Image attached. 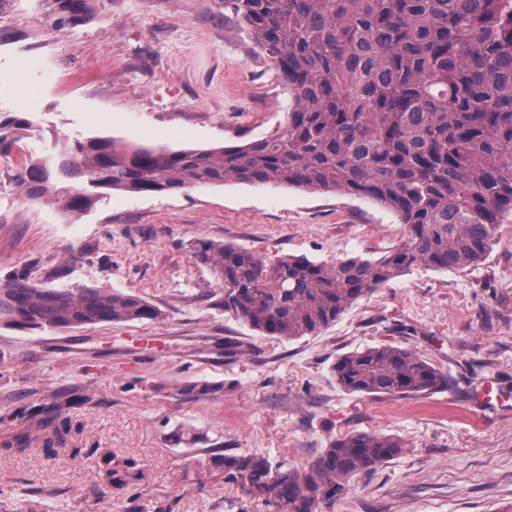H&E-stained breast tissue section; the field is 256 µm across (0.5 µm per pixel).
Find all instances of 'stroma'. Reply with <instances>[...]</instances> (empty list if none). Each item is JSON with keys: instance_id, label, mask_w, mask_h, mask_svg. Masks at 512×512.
I'll use <instances>...</instances> for the list:
<instances>
[{"instance_id": "35a3bbf8", "label": "stroma", "mask_w": 512, "mask_h": 512, "mask_svg": "<svg viewBox=\"0 0 512 512\" xmlns=\"http://www.w3.org/2000/svg\"><path fill=\"white\" fill-rule=\"evenodd\" d=\"M55 0H0V117L25 113L38 154L69 136L175 149L247 143L284 123L290 98L222 0H94L59 25ZM36 56L33 70L18 63ZM0 155V283L102 288L160 307L153 321L65 330L0 326V512H268L225 485L211 458L258 453L300 466L350 433L404 451L354 475L318 512H512V221L479 264L417 267L369 292L318 335H260L217 305L202 239L268 262L376 259L398 246L396 214L346 193L236 181L163 194L112 192L81 218L26 201ZM409 350L446 378L429 394L351 393L336 358ZM498 402L477 403L485 379ZM207 383L210 393H189ZM70 398L68 445L5 449L34 411ZM135 459L141 485L115 494L96 449Z\"/></svg>"}]
</instances>
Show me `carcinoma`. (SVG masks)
<instances>
[{
    "mask_svg": "<svg viewBox=\"0 0 512 512\" xmlns=\"http://www.w3.org/2000/svg\"><path fill=\"white\" fill-rule=\"evenodd\" d=\"M276 70L292 99L284 127L218 149H172L72 136L36 159L18 184L28 201L78 216L110 191L160 194L228 180L345 192L394 211L403 242L378 259L334 264L289 257L266 264L230 243L200 240L197 261L222 284L224 312L264 336H313L358 299L408 270H464L490 252L512 216V0H222ZM92 0H61L57 23L75 25ZM32 122L0 119V155L20 148ZM150 302L102 288L0 284V324L69 329L156 320ZM346 390L410 396L442 374L404 349L372 346L333 366ZM47 451L80 427L47 402ZM393 436L351 433L300 467L251 453L213 458L224 483L273 512H317L345 482L402 453ZM114 489L138 484L135 460L101 453Z\"/></svg>",
    "mask_w": 512,
    "mask_h": 512,
    "instance_id": "cac0c4a2",
    "label": "carcinoma"
}]
</instances>
